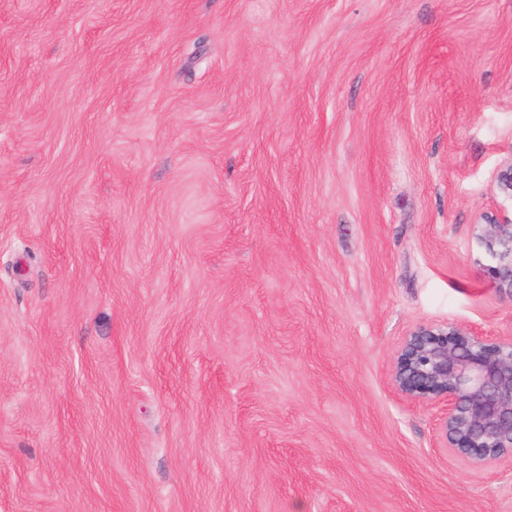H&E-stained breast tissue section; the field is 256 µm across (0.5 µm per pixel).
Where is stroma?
I'll list each match as a JSON object with an SVG mask.
<instances>
[{"label":"stroma","instance_id":"35a3bbf8","mask_svg":"<svg viewBox=\"0 0 512 512\" xmlns=\"http://www.w3.org/2000/svg\"><path fill=\"white\" fill-rule=\"evenodd\" d=\"M509 162L512 0H0V512H512L392 381Z\"/></svg>","mask_w":512,"mask_h":512}]
</instances>
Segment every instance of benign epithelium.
Listing matches in <instances>:
<instances>
[{
    "label": "benign epithelium",
    "mask_w": 512,
    "mask_h": 512,
    "mask_svg": "<svg viewBox=\"0 0 512 512\" xmlns=\"http://www.w3.org/2000/svg\"><path fill=\"white\" fill-rule=\"evenodd\" d=\"M496 182L512 200V163ZM479 226L494 261L487 273L512 300V219L484 214ZM393 382L409 399L446 403L443 447L467 465L512 462V339L488 341L451 324L419 328L398 352Z\"/></svg>",
    "instance_id": "obj_1"
}]
</instances>
